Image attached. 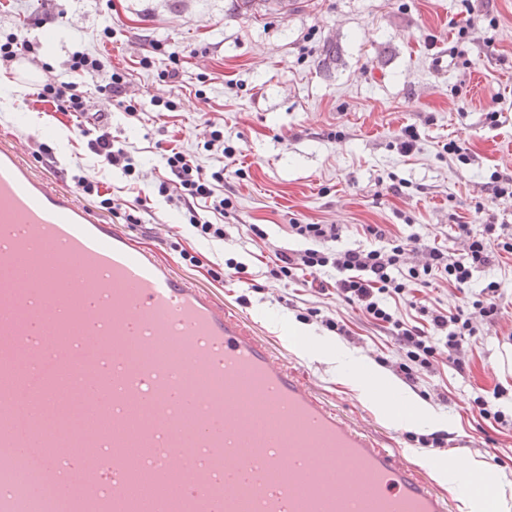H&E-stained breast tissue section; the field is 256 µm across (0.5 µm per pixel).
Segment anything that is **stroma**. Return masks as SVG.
<instances>
[{"label":"stroma","instance_id":"stroma-1","mask_svg":"<svg viewBox=\"0 0 512 512\" xmlns=\"http://www.w3.org/2000/svg\"><path fill=\"white\" fill-rule=\"evenodd\" d=\"M33 13L40 23L31 35L47 42L40 60L60 67L64 48L76 43L124 74L141 114L113 111L112 132L136 148L140 178L102 167L71 121L30 95L16 63L0 65V138L23 140L36 169L68 190L82 176L129 202L145 201L140 223L118 219L115 227L243 315L384 447L435 462L480 461L482 473L459 480L451 493L456 512H470L476 497L485 512H503L494 490L512 483V428L481 418L470 399L500 385L507 390L502 406L512 405V256L474 274V286L501 283L500 313L492 323L474 317L464 373L443 359L414 384L398 375L386 330L336 295L316 292L312 275L287 282L266 269L277 247L298 248L288 234L295 221L338 225L341 248L366 243L369 224L399 238L414 231L439 247L453 246L454 224L477 232L494 222L512 231V202L489 195L495 174H512V0H297L288 12L251 16L234 13L229 0H0V34ZM73 15L82 17L80 26L69 24ZM107 26L108 41L100 37ZM158 44L182 52L176 83L159 77L168 60L155 52ZM332 44L333 58L326 53ZM146 56L152 66L142 65ZM167 100L174 111L164 108ZM492 109L499 114L494 125L486 119ZM209 119L223 124L234 156L205 150ZM409 125L419 139L404 153L398 136ZM451 141L460 154H448ZM172 146L206 170L223 169L233 205L230 240L201 237L158 195L157 184L170 176L164 154ZM253 224L267 240H251ZM174 240L195 262L171 249ZM230 258L245 264L241 278L224 276ZM413 295L414 305L400 307L408 321L420 306L450 311L458 303L443 280ZM327 317L344 320L349 337L328 331ZM294 327L299 335H291ZM307 335L323 357H300ZM368 369L399 399L426 408L431 425L402 412L384 418L353 380ZM432 433L446 435L447 447L419 444Z\"/></svg>","mask_w":512,"mask_h":512}]
</instances>
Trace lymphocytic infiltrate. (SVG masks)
<instances>
[{"instance_id":"obj_1","label":"lymphocytic infiltrate","mask_w":512,"mask_h":512,"mask_svg":"<svg viewBox=\"0 0 512 512\" xmlns=\"http://www.w3.org/2000/svg\"><path fill=\"white\" fill-rule=\"evenodd\" d=\"M64 67L65 77H52L35 84L34 96L73 117L75 133L86 139L103 166L134 176L137 165L133 151L126 141L113 135L107 122V114L114 108L130 117L140 112L139 103L127 96L124 75L106 70L99 58L81 48L70 52ZM74 73L95 81L100 96L98 109H90L83 91L71 82ZM165 163L171 177L160 181L159 194L168 201L180 203L189 223L201 236L220 241L227 238L229 232L225 225L211 223L204 217L210 210L227 214L231 207L227 198L216 194L218 184L224 181L223 171L204 172L189 155L174 147L166 154ZM365 232L373 237V245L340 250L336 247L337 225L291 224L288 233L301 241L302 246L276 250L269 273L274 278L288 280L308 270L333 271L336 275L333 284H319V293L335 291L339 298L355 305L387 330L403 353L397 372L406 381H416L420 371L430 369L441 356L456 369H464L467 339L475 333L471 310H478L490 321L499 314L496 300L500 296V283L491 281L473 292L469 289L473 274L502 254L512 255V234L506 233L501 224L484 225L478 234L469 225L460 224L456 227V237L464 241L465 247L457 251L421 244L415 233L400 240L389 238L376 225L367 226ZM414 253L420 256L415 263L409 260ZM434 279L448 281L465 292V299L451 314L421 308L420 313L426 319L424 325L406 322L396 307L397 302L409 299L414 286Z\"/></svg>"}]
</instances>
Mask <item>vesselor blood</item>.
<instances>
[{"mask_svg":"<svg viewBox=\"0 0 512 512\" xmlns=\"http://www.w3.org/2000/svg\"><path fill=\"white\" fill-rule=\"evenodd\" d=\"M57 317L52 349L29 321ZM172 330L188 359L224 346L232 393L152 373ZM452 512L426 471L322 399L242 317L177 277L0 140V447L33 463L39 512Z\"/></svg>","mask_w":512,"mask_h":512,"instance_id":"obj_1","label":"vessel or blood"}]
</instances>
